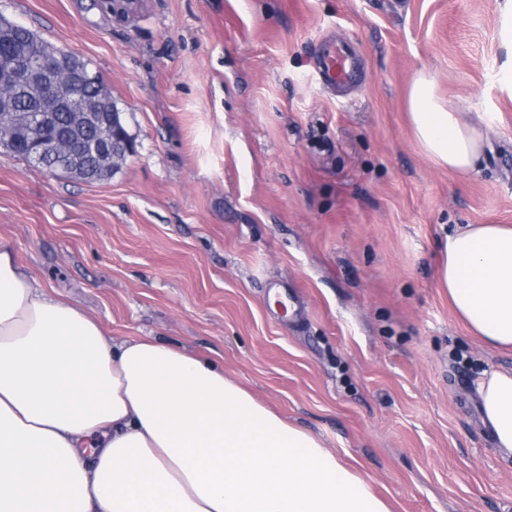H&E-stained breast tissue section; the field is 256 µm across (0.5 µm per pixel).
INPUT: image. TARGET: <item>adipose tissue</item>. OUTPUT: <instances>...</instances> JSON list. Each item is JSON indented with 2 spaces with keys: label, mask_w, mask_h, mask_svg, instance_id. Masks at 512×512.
<instances>
[{
  "label": "adipose tissue",
  "mask_w": 512,
  "mask_h": 512,
  "mask_svg": "<svg viewBox=\"0 0 512 512\" xmlns=\"http://www.w3.org/2000/svg\"><path fill=\"white\" fill-rule=\"evenodd\" d=\"M422 151L477 172L487 124L434 79L409 90ZM438 270L470 334L512 347V226L462 224ZM481 415L512 458V369L483 372ZM0 512H390L358 471L223 367L157 339L113 341L0 244Z\"/></svg>",
  "instance_id": "ef3b65f1"
}]
</instances>
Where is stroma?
I'll return each instance as SVG.
<instances>
[{
    "label": "stroma",
    "mask_w": 512,
    "mask_h": 512,
    "mask_svg": "<svg viewBox=\"0 0 512 512\" xmlns=\"http://www.w3.org/2000/svg\"><path fill=\"white\" fill-rule=\"evenodd\" d=\"M503 0H0L96 72L135 150L111 178L0 151V242L115 340L160 339L356 466L392 512H512V459L476 379L512 368L440 288V242L512 225ZM349 43L364 77L317 74ZM490 126L477 173L435 166L408 117L420 73Z\"/></svg>",
    "instance_id": "stroma-1"
}]
</instances>
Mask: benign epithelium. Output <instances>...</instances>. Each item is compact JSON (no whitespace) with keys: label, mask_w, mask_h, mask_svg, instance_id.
Here are the masks:
<instances>
[{"label":"benign epithelium","mask_w":512,"mask_h":512,"mask_svg":"<svg viewBox=\"0 0 512 512\" xmlns=\"http://www.w3.org/2000/svg\"><path fill=\"white\" fill-rule=\"evenodd\" d=\"M112 15L124 20L138 0H105ZM24 83L36 96L23 112L12 108L3 89ZM100 82L69 55H48L0 66V142L23 144L32 163L45 165L48 157L59 158L80 169L88 157L106 156L117 163L134 152V140L121 122V114L103 111L91 90ZM96 130L91 138L87 132Z\"/></svg>","instance_id":"obj_1"}]
</instances>
